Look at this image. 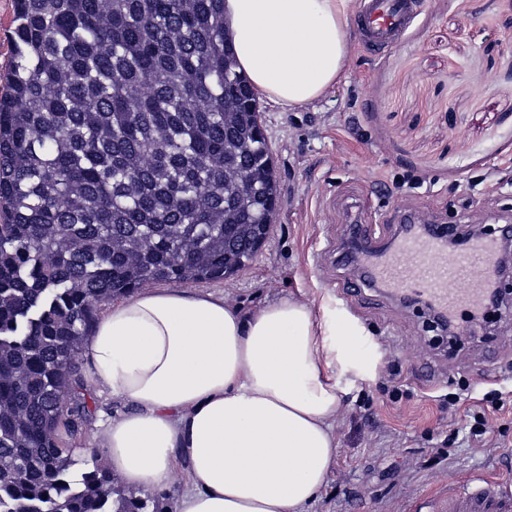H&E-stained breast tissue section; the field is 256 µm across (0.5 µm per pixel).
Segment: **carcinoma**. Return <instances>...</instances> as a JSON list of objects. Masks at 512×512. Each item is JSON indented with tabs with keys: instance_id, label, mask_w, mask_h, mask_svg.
<instances>
[{
	"instance_id": "carcinoma-1",
	"label": "carcinoma",
	"mask_w": 512,
	"mask_h": 512,
	"mask_svg": "<svg viewBox=\"0 0 512 512\" xmlns=\"http://www.w3.org/2000/svg\"><path fill=\"white\" fill-rule=\"evenodd\" d=\"M0 94V512H149L71 476L75 353L99 306L239 274L280 200L224 0H15ZM229 113H224V110ZM255 189L240 201L228 172Z\"/></svg>"
}]
</instances>
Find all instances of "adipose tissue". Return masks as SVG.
Returning <instances> with one entry per match:
<instances>
[{
  "instance_id": "adipose-tissue-1",
  "label": "adipose tissue",
  "mask_w": 512,
  "mask_h": 512,
  "mask_svg": "<svg viewBox=\"0 0 512 512\" xmlns=\"http://www.w3.org/2000/svg\"><path fill=\"white\" fill-rule=\"evenodd\" d=\"M351 0H224L240 69L277 105L324 95L349 56ZM360 330L295 299L245 310L218 292L146 288L112 303L86 374L118 402L96 445L135 490L186 489L171 512H303L336 460L339 381L371 366Z\"/></svg>"
}]
</instances>
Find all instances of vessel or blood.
Instances as JSON below:
<instances>
[{
	"mask_svg": "<svg viewBox=\"0 0 512 512\" xmlns=\"http://www.w3.org/2000/svg\"><path fill=\"white\" fill-rule=\"evenodd\" d=\"M416 0H362L354 19L360 47L377 54L395 47L414 13ZM354 237L361 244L358 283L341 288L342 298L352 297L359 285L391 288L401 298L436 302L448 315L462 319L481 309L485 285L496 281L498 239L481 236L465 249L450 253L443 248L439 230L421 234L402 230L392 239H383L379 224H358ZM412 512H512V480H484L472 491H460L449 484L438 508L420 504Z\"/></svg>",
	"mask_w": 512,
	"mask_h": 512,
	"instance_id": "obj_1",
	"label": "vessel or blood"
}]
</instances>
